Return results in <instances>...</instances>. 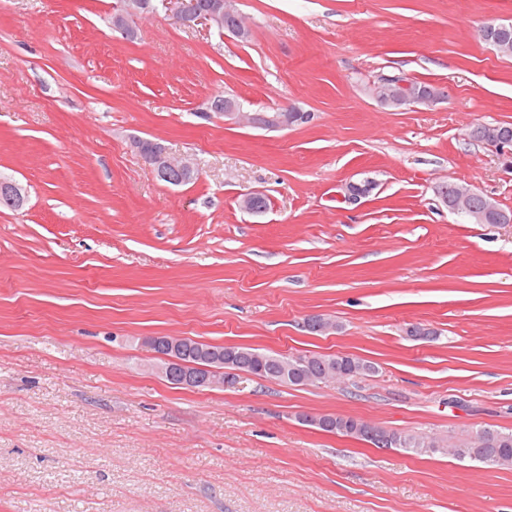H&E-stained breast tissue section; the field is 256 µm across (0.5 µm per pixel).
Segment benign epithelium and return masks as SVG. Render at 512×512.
<instances>
[{
	"mask_svg": "<svg viewBox=\"0 0 512 512\" xmlns=\"http://www.w3.org/2000/svg\"><path fill=\"white\" fill-rule=\"evenodd\" d=\"M174 6L179 21L188 27L205 26L208 28L226 29L240 40L249 37L247 28L238 23L224 27V17L233 13L230 0H209L206 8L197 6L196 0H166ZM139 0H125L123 7L112 13V30L125 37L131 36L130 19L139 13ZM442 93L436 92L423 96L415 89L410 80L389 79L382 82L376 91V97L384 106L398 105L404 108L415 104H430L437 101ZM215 115L224 118L229 123H244L251 127L266 130H277L288 126V113L277 110L267 112H242L237 110L232 102L224 100L214 107ZM147 162L159 176L170 172L178 173L184 182L196 178L195 167L187 160H179L171 156L166 148L156 146ZM440 198L448 210L457 214H466L475 223H482L488 212L494 210L491 198L472 188L463 190L451 187L448 192L440 193ZM188 338L183 336H152L148 339L150 345H161L168 353L156 354L157 362L151 370L163 378H176L184 387L190 388H222L234 382L233 376L224 375V369L211 365L185 362L180 357V350Z\"/></svg>",
	"mask_w": 512,
	"mask_h": 512,
	"instance_id": "1",
	"label": "benign epithelium"
}]
</instances>
